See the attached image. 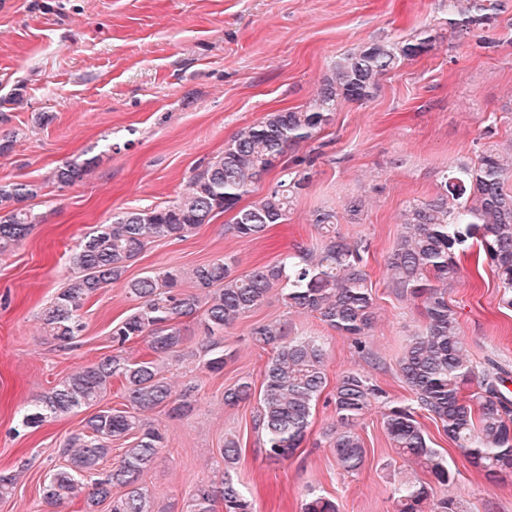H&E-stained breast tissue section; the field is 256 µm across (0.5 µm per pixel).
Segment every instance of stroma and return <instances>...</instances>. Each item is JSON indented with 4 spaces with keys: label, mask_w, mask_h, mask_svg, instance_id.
Masks as SVG:
<instances>
[{
    "label": "stroma",
    "mask_w": 512,
    "mask_h": 512,
    "mask_svg": "<svg viewBox=\"0 0 512 512\" xmlns=\"http://www.w3.org/2000/svg\"><path fill=\"white\" fill-rule=\"evenodd\" d=\"M448 0H0V97L20 90L25 104L0 122V182L39 185L24 207L38 224L10 252L0 254V471H15L0 512H79V503H44L47 473L64 463L61 448L81 429L87 409L26 428L33 400L71 374L115 353L112 328L135 303L122 285L103 288L81 312L84 329L70 345L46 335L43 312L73 270L72 255L92 228L122 211L175 202L194 170L220 155L242 127L268 113L305 108L337 57L358 45L412 40L425 30L432 50L384 76L365 103H340L322 130L321 156L288 219L263 237H237L233 215L217 214L190 237L148 243L126 272L136 279L170 267L189 269L224 257L244 274L277 262L296 244L319 241L310 221L319 208L342 210L365 198L363 220L340 224L352 240L369 244L366 271L375 319L365 353L316 314L286 308L278 291L249 317L224 331L230 352L223 371L203 368L194 354L206 338L197 320H184L183 351L162 359V375L182 390L193 386L195 408L184 418L165 409L144 416L164 432L142 478L156 506L182 512L201 486L230 476L249 494L254 512H301L309 492L335 499L339 512H392L399 481L430 477L393 449L381 409L356 427L367 461L356 475L336 463L325 433L333 424V394L347 372L370 375L391 400L411 394L399 371L406 338L425 323L421 301L394 295L385 260L400 232L408 202L436 191L443 171L473 158L489 114L501 119L497 143L512 142V8L486 34L457 43L447 25ZM46 112L52 120L39 125ZM89 161L84 178L61 188L53 181L67 161ZM461 276L447 285L460 335L474 365L488 361L512 370V308L503 307L497 279L475 252L460 258ZM284 320L293 337L314 336L327 348L326 384L311 426L290 459L274 463L255 427L257 400L230 407L225 389L247 378L261 383L271 350L253 345L252 325ZM424 430L447 457L454 478L432 485V500H462L465 512H512V474L487 478L449 443L441 426ZM242 453L224 466L225 437Z\"/></svg>",
    "instance_id": "1"
}]
</instances>
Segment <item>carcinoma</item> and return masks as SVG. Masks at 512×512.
Listing matches in <instances>:
<instances>
[{
    "label": "carcinoma",
    "instance_id": "obj_1",
    "mask_svg": "<svg viewBox=\"0 0 512 512\" xmlns=\"http://www.w3.org/2000/svg\"><path fill=\"white\" fill-rule=\"evenodd\" d=\"M508 7L507 0H448V26L460 39L493 26ZM432 35L408 42H370L334 61L314 104L304 109L271 112L263 121L241 128L224 145V152L189 180L186 191L173 204L151 210L126 211L90 232L73 256L77 273L44 311L45 333L67 345L83 331L81 310L97 292L121 284L138 306L112 328V341L120 346L135 338L148 340L151 355L131 361L116 354L83 368L57 385L33 405L23 423L37 425L49 417L91 407L118 379L124 387L122 408L98 409L84 419L83 429L71 435L64 453L67 465L54 470L44 482L43 501L59 505L82 498L84 512H100L109 501L111 512H153L140 486L165 437L146 426L145 412L167 409L173 418L194 409L191 394L176 393L160 375L159 361L184 343L180 323L197 318L207 342L202 346L203 366L220 373L229 357L221 334L259 308L271 288H281L289 309L311 312L332 329L351 338L365 351L363 336L374 319L373 298L367 285L365 255L368 244L351 241L336 230L339 216L332 209L313 212L312 224L321 230L319 244L300 247L275 264L259 265L237 275L224 258L185 272L169 268L125 280L128 267L155 238L190 236L218 213L235 212L232 230L245 239L262 237L268 227L287 220L288 211L310 179L311 157L284 161L288 150L313 140L328 126L342 101L369 99L381 78L405 59L433 47ZM282 165L283 175L263 197L239 206L252 185L267 171ZM89 163H66L53 180L63 186L79 181ZM512 143L502 151L492 143L447 171L433 197L408 203L401 213V231L386 258L392 292L407 300H420L426 325L409 336L399 361L400 374L413 399L408 405L392 403L383 417L385 432L396 453L415 462L434 480L446 485L451 472L417 420L423 412L441 424L448 441L470 464L489 476L512 473V397L505 391L509 372L499 366L480 372L468 356L444 285L457 277V256L477 249L494 270L503 288L502 300L512 306ZM38 187L27 183L0 184V253L17 245L36 216L20 207L37 196ZM365 201L349 198L344 218L357 224ZM191 278L199 293L180 289ZM253 343L271 347L274 355L262 378L260 409L255 428L263 435L266 458L289 459L305 439L312 409L325 387L326 349L314 337L288 338L281 321L251 327ZM252 383L240 382L224 390V404L237 406L251 399ZM336 423L327 434L337 464L347 472L360 470L366 449L355 432L370 407L388 399L371 378L347 373L333 394ZM131 438L121 458L102 473L100 465L112 452V441ZM225 469L241 457L240 443L225 438ZM92 488L83 493L85 481ZM393 512H425L430 488L403 481L392 492ZM252 512L241 487L225 478L217 487L202 486L191 496L186 512ZM302 512H338L336 502L313 495Z\"/></svg>",
    "mask_w": 512,
    "mask_h": 512
}]
</instances>
